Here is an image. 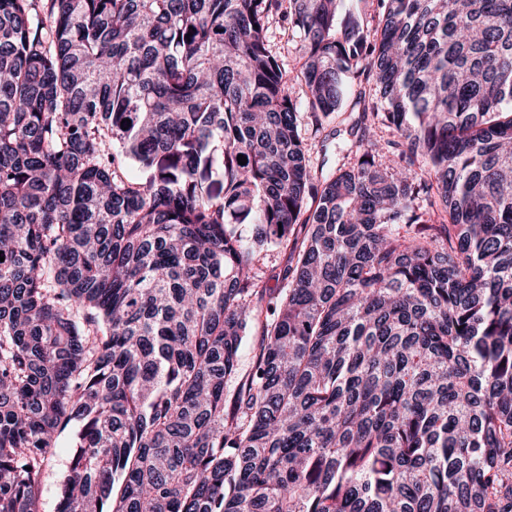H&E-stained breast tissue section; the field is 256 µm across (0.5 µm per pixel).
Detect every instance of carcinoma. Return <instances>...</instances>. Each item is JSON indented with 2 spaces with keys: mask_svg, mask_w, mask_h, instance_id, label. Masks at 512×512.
<instances>
[{
  "mask_svg": "<svg viewBox=\"0 0 512 512\" xmlns=\"http://www.w3.org/2000/svg\"><path fill=\"white\" fill-rule=\"evenodd\" d=\"M340 2L0 0V512H512V0ZM281 33L282 28L280 27V24L277 20L272 21L269 29L270 41L275 48L282 53V59L284 60L285 68L288 70V76L292 80L295 94L298 97H301L302 89L299 81L296 80V75L299 73L302 63L303 48L301 46L300 39L295 34L293 40L288 44V49L286 46L285 49H281V46L284 44V39H282ZM353 107L354 98L353 96H348L345 99L342 111L334 114V117L329 120L323 131L315 134L314 132H312L311 129L307 130L306 128V137H308L307 149L309 153L310 163L313 169H317L318 167H320L322 163V143L324 140H326V138V143L329 146V151L327 155V158H329V162L325 169H334L336 166H339L348 160L346 158V152H339L338 150L335 149V146H338V144L342 146L341 142L343 140H347L350 138L346 133V129L349 123V116L351 112H356L358 110L357 107ZM334 130H341V135L339 137L336 136V139H332V133ZM287 263L288 252L286 251L264 252L258 255L256 266L261 280L260 285L270 288L271 292L284 288L282 272ZM69 429L65 430L59 438V448L43 475V511L55 512L58 500L60 483L68 473L70 462Z\"/></svg>",
  "mask_w": 512,
  "mask_h": 512,
  "instance_id": "cac0c4a2",
  "label": "carcinoma"
}]
</instances>
